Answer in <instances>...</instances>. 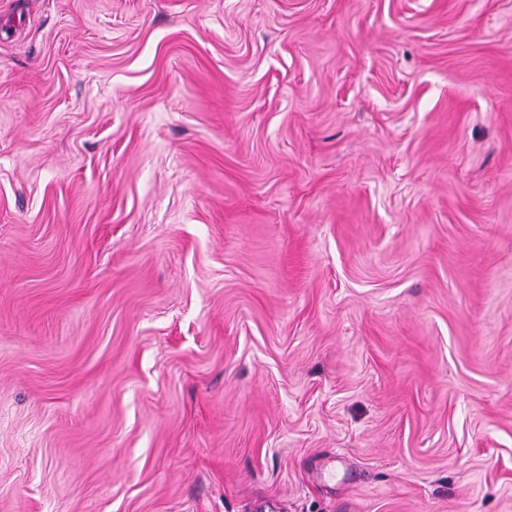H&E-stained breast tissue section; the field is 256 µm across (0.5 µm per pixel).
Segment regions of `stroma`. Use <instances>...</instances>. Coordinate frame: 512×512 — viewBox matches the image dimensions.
Masks as SVG:
<instances>
[{
  "label": "stroma",
  "mask_w": 512,
  "mask_h": 512,
  "mask_svg": "<svg viewBox=\"0 0 512 512\" xmlns=\"http://www.w3.org/2000/svg\"><path fill=\"white\" fill-rule=\"evenodd\" d=\"M0 512H512V0H0Z\"/></svg>",
  "instance_id": "obj_1"
}]
</instances>
